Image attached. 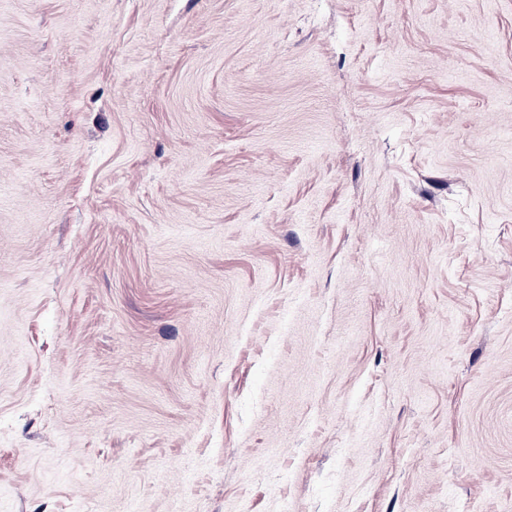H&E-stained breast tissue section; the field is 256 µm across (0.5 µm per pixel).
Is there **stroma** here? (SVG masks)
Listing matches in <instances>:
<instances>
[{
	"instance_id": "obj_1",
	"label": "stroma",
	"mask_w": 512,
	"mask_h": 512,
	"mask_svg": "<svg viewBox=\"0 0 512 512\" xmlns=\"http://www.w3.org/2000/svg\"><path fill=\"white\" fill-rule=\"evenodd\" d=\"M0 512H512V0H0Z\"/></svg>"
}]
</instances>
